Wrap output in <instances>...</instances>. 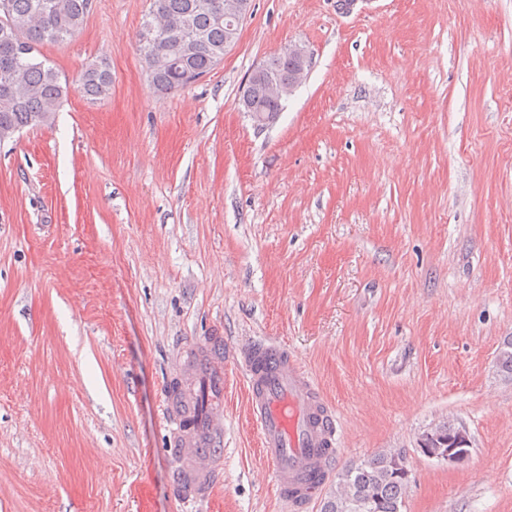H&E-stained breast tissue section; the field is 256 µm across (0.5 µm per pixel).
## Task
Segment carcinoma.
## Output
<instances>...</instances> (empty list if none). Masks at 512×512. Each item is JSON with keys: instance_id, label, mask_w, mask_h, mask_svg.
<instances>
[{"instance_id": "1", "label": "carcinoma", "mask_w": 512, "mask_h": 512, "mask_svg": "<svg viewBox=\"0 0 512 512\" xmlns=\"http://www.w3.org/2000/svg\"><path fill=\"white\" fill-rule=\"evenodd\" d=\"M93 0H0V133L12 136L27 126L49 120L67 93L59 71L40 47L66 41L83 26ZM139 54L154 89L171 93L187 87L224 60V25L206 10V0H151L137 36ZM264 74L287 82L297 63L277 53L261 64ZM84 96L107 97L112 74L107 61L95 60L81 71ZM252 111L279 114L282 105L267 97L256 81L241 91ZM501 372L512 375V339L497 357ZM421 445L426 455L449 451L470 453L466 431L443 423L428 432ZM339 490L323 503V512H401L409 484L403 455L382 451L352 464L339 475Z\"/></svg>"}]
</instances>
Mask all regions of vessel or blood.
<instances>
[{"label":"vessel or blood","mask_w":512,"mask_h":512,"mask_svg":"<svg viewBox=\"0 0 512 512\" xmlns=\"http://www.w3.org/2000/svg\"><path fill=\"white\" fill-rule=\"evenodd\" d=\"M183 356L195 370L192 400L185 405L167 396L164 416L174 445L190 455L192 472L180 477L184 495H208L224 458V371L233 365L245 373L251 414L282 504L308 512L328 483L338 437L333 411L298 358L269 339L217 352L190 346Z\"/></svg>","instance_id":"1"}]
</instances>
